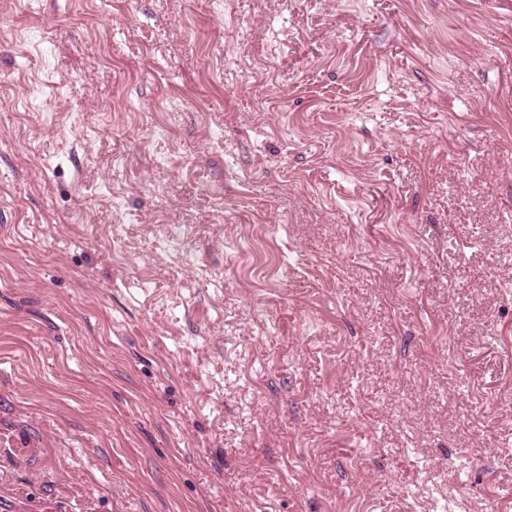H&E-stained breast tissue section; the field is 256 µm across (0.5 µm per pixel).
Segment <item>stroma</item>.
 Listing matches in <instances>:
<instances>
[{
  "label": "stroma",
  "instance_id": "1",
  "mask_svg": "<svg viewBox=\"0 0 512 512\" xmlns=\"http://www.w3.org/2000/svg\"><path fill=\"white\" fill-rule=\"evenodd\" d=\"M512 512V0H0V512Z\"/></svg>",
  "mask_w": 512,
  "mask_h": 512
}]
</instances>
